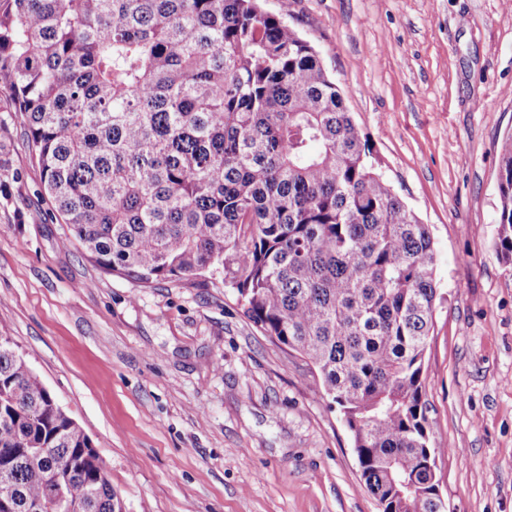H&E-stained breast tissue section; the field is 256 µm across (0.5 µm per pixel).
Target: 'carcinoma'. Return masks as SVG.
I'll return each mask as SVG.
<instances>
[{
  "label": "carcinoma",
  "mask_w": 512,
  "mask_h": 512,
  "mask_svg": "<svg viewBox=\"0 0 512 512\" xmlns=\"http://www.w3.org/2000/svg\"><path fill=\"white\" fill-rule=\"evenodd\" d=\"M262 0H0V82L43 189L102 269L231 262L245 314L307 357L379 512H442L423 357L429 225L392 193L320 55ZM499 249L512 262V134ZM0 335V505L122 512L110 463Z\"/></svg>",
  "instance_id": "carcinoma-1"
}]
</instances>
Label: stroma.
Here are the masks:
<instances>
[{"label":"stroma","instance_id":"35a3bbf8","mask_svg":"<svg viewBox=\"0 0 512 512\" xmlns=\"http://www.w3.org/2000/svg\"><path fill=\"white\" fill-rule=\"evenodd\" d=\"M383 179L429 225L423 366L445 512H512V263L498 163L512 130L502 0H290ZM110 463L122 512H379L314 365L223 276L104 271L44 194L0 83V335Z\"/></svg>","mask_w":512,"mask_h":512}]
</instances>
